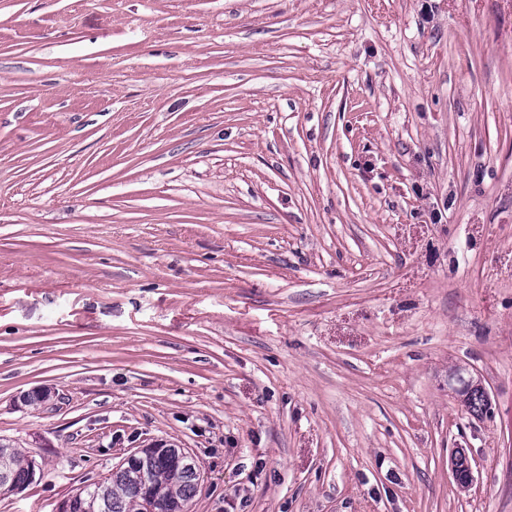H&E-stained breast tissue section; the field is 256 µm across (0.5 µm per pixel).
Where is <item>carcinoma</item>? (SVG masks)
<instances>
[{
	"instance_id": "cac0c4a2",
	"label": "carcinoma",
	"mask_w": 512,
	"mask_h": 512,
	"mask_svg": "<svg viewBox=\"0 0 512 512\" xmlns=\"http://www.w3.org/2000/svg\"><path fill=\"white\" fill-rule=\"evenodd\" d=\"M34 458L10 447L7 452L6 477H0V496L21 491L33 483ZM201 481L197 465L188 464L174 452H157L138 465L115 466L102 484L93 479L76 488L80 512H144V487L150 484L159 493L157 512L167 508H191Z\"/></svg>"
}]
</instances>
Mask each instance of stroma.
I'll return each instance as SVG.
<instances>
[{"label":"stroma","instance_id":"stroma-1","mask_svg":"<svg viewBox=\"0 0 512 512\" xmlns=\"http://www.w3.org/2000/svg\"><path fill=\"white\" fill-rule=\"evenodd\" d=\"M1 438L0 512L158 441L192 512H512V0H0ZM463 377L461 375V373L459 372H454L452 374L449 375V386L451 388V390L453 391V393L461 400V402H463V396H461L460 394V390H461V384H460V378ZM464 378V377H463ZM465 382L466 384L468 385V388L470 390V393L472 395V397H478L480 398L483 403H487V406L485 408V411H481V405H480V402H474V403H471L467 406L468 410H470L471 412H477V411H481V414L483 416H492L493 414V409H492V402H491V399H490V396H489V392L488 390L486 389V387L484 386V384L482 383V381L480 379H475L473 376H469V379H465ZM451 381H455L456 383H458L460 386L459 387H456L454 385L451 384ZM482 416V418H483ZM7 452V466L5 469L0 462V496L10 495L24 490L34 482L32 479L33 463L35 458L19 452L11 444ZM1 469L6 471V477H1ZM450 464L455 482L461 487H469L473 482L472 464L463 448H456L452 452Z\"/></svg>","mask_w":512,"mask_h":512}]
</instances>
